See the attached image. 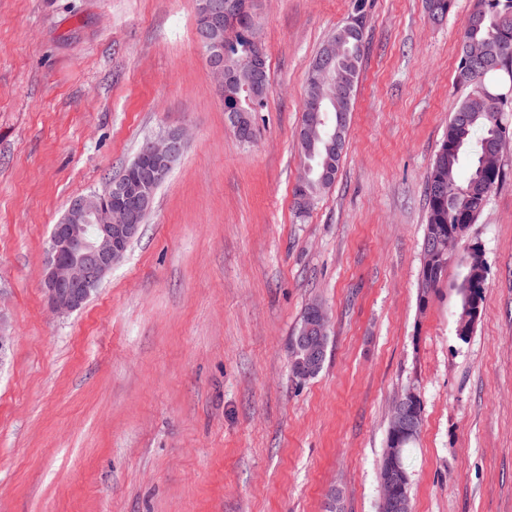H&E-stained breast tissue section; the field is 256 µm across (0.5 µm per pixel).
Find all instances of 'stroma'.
<instances>
[{"label": "stroma", "instance_id": "1", "mask_svg": "<svg viewBox=\"0 0 512 512\" xmlns=\"http://www.w3.org/2000/svg\"><path fill=\"white\" fill-rule=\"evenodd\" d=\"M258 0L270 76L259 134L227 129L196 0H0V512H378L392 400L417 386L413 512H512V152L468 232L488 262L468 341L449 286L419 308L426 176L468 89L473 0ZM364 25L346 152L293 210L307 73ZM187 143L86 305L43 294L49 236L147 137ZM329 312L323 370L288 343Z\"/></svg>", "mask_w": 512, "mask_h": 512}]
</instances>
